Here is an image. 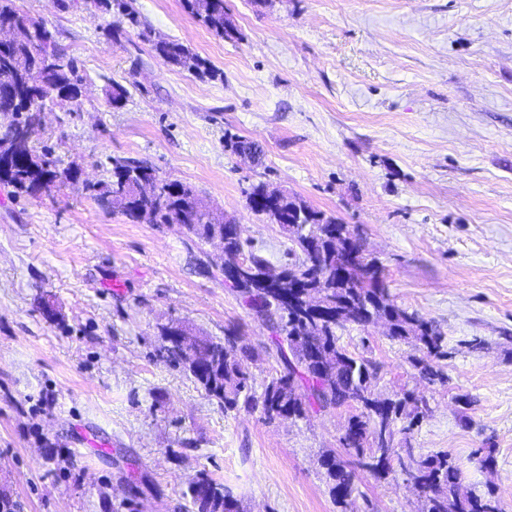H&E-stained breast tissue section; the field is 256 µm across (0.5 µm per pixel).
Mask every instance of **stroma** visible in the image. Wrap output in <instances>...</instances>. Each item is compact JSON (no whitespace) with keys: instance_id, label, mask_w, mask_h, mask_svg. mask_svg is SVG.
Returning <instances> with one entry per match:
<instances>
[{"instance_id":"stroma-1","label":"stroma","mask_w":512,"mask_h":512,"mask_svg":"<svg viewBox=\"0 0 512 512\" xmlns=\"http://www.w3.org/2000/svg\"><path fill=\"white\" fill-rule=\"evenodd\" d=\"M17 4L77 61L83 95L46 111L37 140L80 181L34 196L0 182V495L13 512H192L203 473L243 512H338L320 457L345 458L354 407L269 421L224 409L166 360L163 326L217 340L235 326L261 353L253 393L283 369L225 286L220 249L86 191L117 157L193 187L276 269L298 257L250 209L252 184L346 224L448 351L429 359L380 326L338 331L377 365L376 395L425 399L398 447L448 452L468 490L512 506V0H224L232 39L181 0H134L205 74L167 64L139 28L112 38L111 15L82 0ZM235 137L259 145V163L227 148ZM427 360L442 380L420 377ZM355 486L359 512L420 510L402 473L360 470Z\"/></svg>"}]
</instances>
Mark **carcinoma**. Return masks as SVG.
Instances as JSON below:
<instances>
[{"label": "carcinoma", "mask_w": 512, "mask_h": 512, "mask_svg": "<svg viewBox=\"0 0 512 512\" xmlns=\"http://www.w3.org/2000/svg\"><path fill=\"white\" fill-rule=\"evenodd\" d=\"M90 4L107 12L115 6L131 25H142L130 0H90ZM183 7L217 36L235 34L224 0H183ZM0 24L14 30L13 40L0 46V113L15 116L14 130L0 132V153L13 158L10 173L0 182L18 194L31 195L72 175L69 169H57L48 152H38L36 141L45 105L79 98L83 78L75 62L56 47L43 21L23 12L16 0H0ZM152 49L181 69L200 71L205 66L203 59L174 40L155 39ZM142 180L154 184L153 193L137 190ZM89 191L109 199L122 196L119 207L132 222L180 224L205 243L232 223L214 215L191 186L161 179L152 167L125 158L113 159L111 181L96 183ZM247 199L252 211L279 225L302 253L299 263L278 271L252 253L246 261L267 276L268 286L253 288L246 281L232 286L243 305L271 330L284 370L271 378L260 396L252 394L248 362L260 353L245 344L235 329L227 330L222 342L196 335L190 344L180 345L172 343L166 326L162 349L167 359L224 408L235 409L242 403L261 409L269 420L304 418L315 409L353 403L360 412L350 417L342 437L344 450L377 478L398 469L415 480L421 512H507L494 492L479 496L464 490L460 469L448 453L437 452L409 464L403 460L396 447L397 421L414 424L421 414L419 406L409 394L371 398L377 366L350 355L336 335L351 324L367 329L384 321L389 337L412 343L429 356L444 357L441 332L397 305L379 265L371 264L364 277L337 276L336 232L344 225L335 218L297 197L281 194L271 200L263 183L251 186ZM320 465L336 504L355 509V472L331 454L323 456ZM190 495L197 512H241L233 492L204 474L192 483Z\"/></svg>", "instance_id": "carcinoma-1"}]
</instances>
